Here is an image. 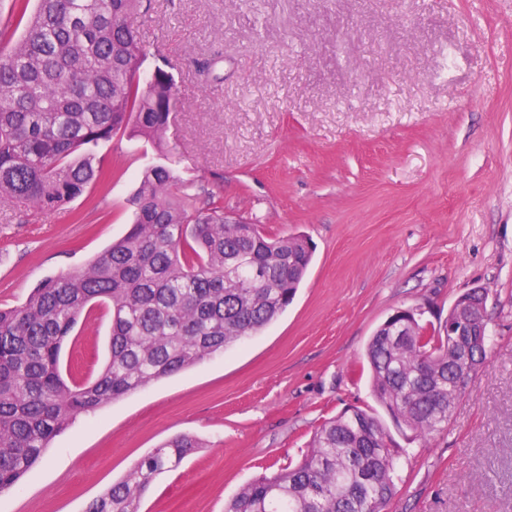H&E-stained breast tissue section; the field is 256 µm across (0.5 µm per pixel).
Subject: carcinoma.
Returning <instances> with one entry per match:
<instances>
[{
  "mask_svg": "<svg viewBox=\"0 0 512 512\" xmlns=\"http://www.w3.org/2000/svg\"><path fill=\"white\" fill-rule=\"evenodd\" d=\"M14 0L25 24L0 31V205L53 211L106 181L99 148L117 134L165 149L176 107L161 66L133 80L144 49L139 0ZM134 222L83 269L49 277L0 308V492L16 487L81 414L256 335L285 311L312 260L303 234L224 223V205L167 163L147 166L129 199ZM111 318L109 357L94 376H64L60 353L81 316ZM381 324L365 356L376 404L410 440L448 429L455 399L450 336L417 321ZM201 447L178 436L88 502L85 512H140L154 478ZM400 448L374 409L326 421L293 466L243 487L225 512H375L391 500Z\"/></svg>",
  "mask_w": 512,
  "mask_h": 512,
  "instance_id": "1",
  "label": "carcinoma"
}]
</instances>
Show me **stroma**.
<instances>
[{
  "mask_svg": "<svg viewBox=\"0 0 512 512\" xmlns=\"http://www.w3.org/2000/svg\"><path fill=\"white\" fill-rule=\"evenodd\" d=\"M142 74L172 73L179 174L312 265L271 325L58 435L0 512H83L153 448L203 446L142 512H224L297 461L320 424L374 400L364 348L402 308L445 322L487 292L490 346L447 434L407 451L388 512H512V0H140ZM111 180L65 209L0 207V308L121 238L153 148L116 135ZM111 320L78 322L63 368L98 371Z\"/></svg>",
  "mask_w": 512,
  "mask_h": 512,
  "instance_id": "obj_1",
  "label": "stroma"
}]
</instances>
